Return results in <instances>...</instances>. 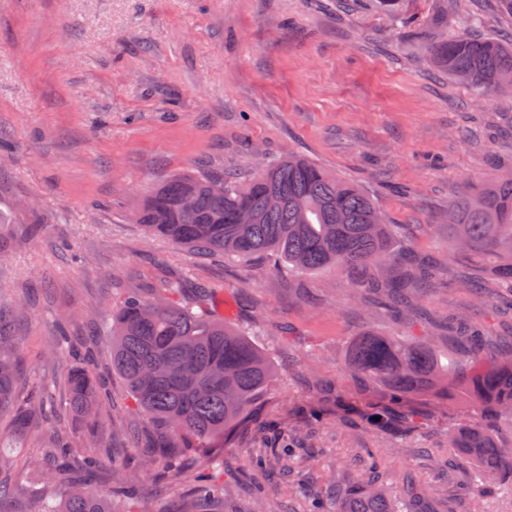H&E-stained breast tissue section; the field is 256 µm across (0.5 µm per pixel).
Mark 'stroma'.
Here are the masks:
<instances>
[{"label": "stroma", "instance_id": "stroma-1", "mask_svg": "<svg viewBox=\"0 0 512 512\" xmlns=\"http://www.w3.org/2000/svg\"><path fill=\"white\" fill-rule=\"evenodd\" d=\"M480 14L482 36L512 42V0H0V308L23 338L20 398L74 359H47L66 319L97 337L92 372L146 447L153 425L112 370L108 315L127 294L179 281L207 288V310L244 331L277 376L224 437V509L246 512L250 459L287 477L265 482L270 512H309V492L362 479L375 453L392 493L414 483L430 512H512V478L482 485L473 461L449 447V426L474 413L458 393L407 400L417 417L385 429L368 418L387 402L380 383L344 369L368 329L429 336L424 323L362 315L361 296L335 271L306 274L277 257L252 260L183 249L152 235L134 207L172 175L241 177L298 154L372 195L415 253L437 268L420 302L441 321L469 317L488 341L512 334L499 305H475L456 287L442 227L453 199L512 172V91L483 94L435 68L420 51L430 20L453 36ZM325 399L324 424L300 409ZM303 449L280 453L293 430ZM162 497L135 512H183L188 478L145 474Z\"/></svg>", "mask_w": 512, "mask_h": 512}]
</instances>
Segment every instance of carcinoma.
<instances>
[{
  "mask_svg": "<svg viewBox=\"0 0 512 512\" xmlns=\"http://www.w3.org/2000/svg\"><path fill=\"white\" fill-rule=\"evenodd\" d=\"M427 52L434 66L485 93L512 89V44L488 38L431 36ZM224 183V192L212 190ZM135 220L153 234L198 252L251 260L269 253L289 267L314 273L342 271L354 288L367 291L395 316L417 312L416 295L432 287L429 266L412 267L400 232L384 222L378 205L358 185L314 162L290 155L266 165L241 183L224 174L183 173L152 189L135 211ZM453 256L488 272L512 289V178L484 186L448 204L444 225ZM177 286L162 289L153 301L127 295L112 310L108 336L112 369L132 404L151 416L158 439L138 449L139 468L170 464L173 448H212L248 415L274 379L275 366L247 334L224 320L196 312L175 299ZM441 337L383 336L369 331L348 349L345 364L356 378L388 387L390 406L371 413L383 425L411 415L406 399L431 390L440 378L465 396L477 415L471 424L448 428V447L466 453L478 477H512V444H503L498 424L512 429V344L487 359L480 336L462 343L463 354L443 352L431 340ZM59 351L87 361L90 343L59 330ZM19 345L11 315L0 312V414L10 416L11 433L22 439L43 416L42 402H21ZM67 410L79 419L112 413V392L84 367L65 380ZM37 477L28 488L34 512H117L112 498L92 490L82 472L97 457L82 455L66 437L52 433ZM58 459L73 462L66 488L49 493ZM224 461L211 472L191 477L193 503L223 494ZM313 512H424L413 482L392 496L373 474L358 486L337 484L313 497Z\"/></svg>",
  "mask_w": 512,
  "mask_h": 512,
  "instance_id": "carcinoma-1",
  "label": "carcinoma"
}]
</instances>
